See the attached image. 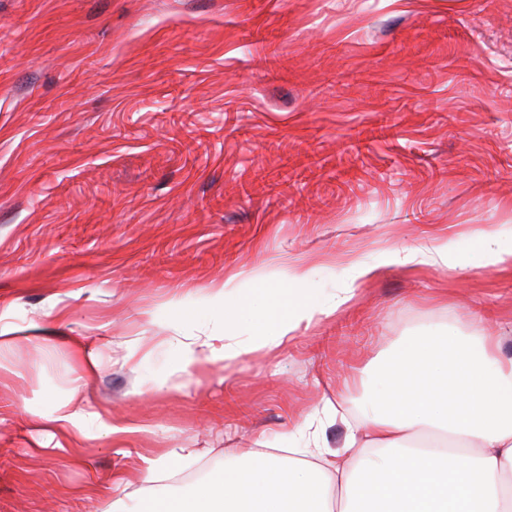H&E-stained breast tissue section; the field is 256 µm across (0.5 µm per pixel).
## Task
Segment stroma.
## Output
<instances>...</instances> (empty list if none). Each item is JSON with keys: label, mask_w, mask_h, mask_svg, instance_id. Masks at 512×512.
<instances>
[{"label": "stroma", "mask_w": 512, "mask_h": 512, "mask_svg": "<svg viewBox=\"0 0 512 512\" xmlns=\"http://www.w3.org/2000/svg\"><path fill=\"white\" fill-rule=\"evenodd\" d=\"M509 226L512 0H0V319L25 333L0 352V512H101L163 453L187 492L238 448H343L408 336L478 323L512 358V269L429 265L182 357L228 277L303 265L328 298L351 258ZM73 394L99 418L65 439ZM95 413L88 411L84 406L77 404L74 397L59 402L49 416V421L62 435L80 433L86 435L85 424Z\"/></svg>", "instance_id": "stroma-1"}]
</instances>
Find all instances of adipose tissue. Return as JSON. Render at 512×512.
I'll return each mask as SVG.
<instances>
[{
    "label": "adipose tissue",
    "mask_w": 512,
    "mask_h": 512,
    "mask_svg": "<svg viewBox=\"0 0 512 512\" xmlns=\"http://www.w3.org/2000/svg\"><path fill=\"white\" fill-rule=\"evenodd\" d=\"M474 256L484 267L512 268V229L481 233ZM416 261L458 267L445 239L383 252L386 266ZM378 267L351 259L332 301L305 294L313 273L304 268L277 282L225 279L207 297L220 336L187 343L185 358L250 353L230 341L241 331L259 347L287 338L350 301ZM136 512H512V359L498 358L478 327L464 337H408L370 382L342 449L299 459L242 448L236 464L191 495L152 490Z\"/></svg>",
    "instance_id": "1"
}]
</instances>
